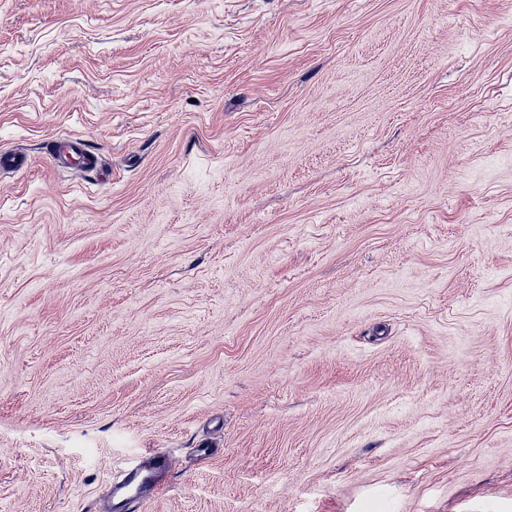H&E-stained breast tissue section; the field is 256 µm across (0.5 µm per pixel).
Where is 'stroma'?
Listing matches in <instances>:
<instances>
[{
  "instance_id": "1",
  "label": "stroma",
  "mask_w": 512,
  "mask_h": 512,
  "mask_svg": "<svg viewBox=\"0 0 512 512\" xmlns=\"http://www.w3.org/2000/svg\"><path fill=\"white\" fill-rule=\"evenodd\" d=\"M7 150L0 512H512V0H0ZM51 156L59 167H70L74 163L83 170L93 171L98 168L97 155L89 152L82 140L77 138H60L51 147ZM169 467L166 454L151 450L145 458L129 469L120 483L111 486L105 501L107 512H130L145 498L162 489V481Z\"/></svg>"
}]
</instances>
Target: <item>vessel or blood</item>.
Returning a JSON list of instances; mask_svg holds the SVG:
<instances>
[{
  "label": "vessel or blood",
  "mask_w": 512,
  "mask_h": 512,
  "mask_svg": "<svg viewBox=\"0 0 512 512\" xmlns=\"http://www.w3.org/2000/svg\"><path fill=\"white\" fill-rule=\"evenodd\" d=\"M51 155L60 167L75 164L81 169L93 171L99 163L97 155L89 152L82 140L77 138L58 139L51 147ZM168 467L169 461L163 451H150L141 462L126 472L121 482L111 486L105 501L106 512H133L142 500L161 490Z\"/></svg>",
  "instance_id": "vessel-or-blood-1"
}]
</instances>
